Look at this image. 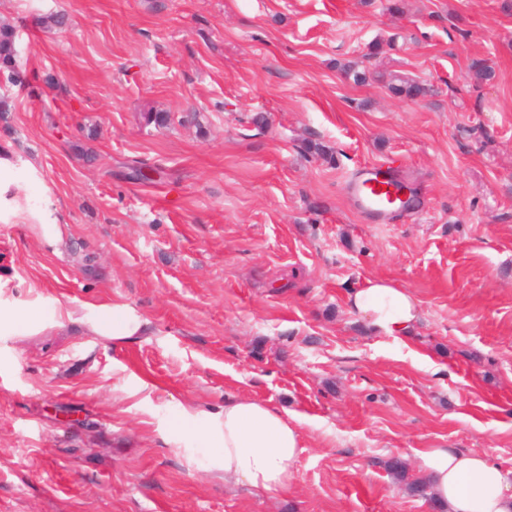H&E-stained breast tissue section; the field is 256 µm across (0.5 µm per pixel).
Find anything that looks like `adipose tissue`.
I'll return each mask as SVG.
<instances>
[{
	"label": "adipose tissue",
	"mask_w": 512,
	"mask_h": 512,
	"mask_svg": "<svg viewBox=\"0 0 512 512\" xmlns=\"http://www.w3.org/2000/svg\"><path fill=\"white\" fill-rule=\"evenodd\" d=\"M384 336H410L419 319L417 300L383 280H370L348 298ZM100 336L123 341L138 335L141 319L115 305L107 317L89 321ZM206 465L223 473L225 481L275 496L285 490L303 448L300 419L266 401L240 397L224 404L221 417L209 413L191 417ZM418 470L430 483L434 502L445 512H512V470L485 452L429 448L418 455Z\"/></svg>",
	"instance_id": "obj_1"
}]
</instances>
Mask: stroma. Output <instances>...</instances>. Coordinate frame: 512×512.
Instances as JSON below:
<instances>
[{
	"label": "stroma",
	"instance_id": "stroma-1",
	"mask_svg": "<svg viewBox=\"0 0 512 512\" xmlns=\"http://www.w3.org/2000/svg\"><path fill=\"white\" fill-rule=\"evenodd\" d=\"M0 21L25 210L0 216V306L82 316L0 335V512H439L386 461L512 469V0H0ZM365 167L412 210L357 214ZM45 206L55 252L26 218ZM375 278L418 301L410 337L347 306ZM114 305L140 335L88 331ZM236 397L303 420L278 495L201 470L173 427ZM16 31L10 24L0 23V69L15 74Z\"/></svg>",
	"mask_w": 512,
	"mask_h": 512
}]
</instances>
